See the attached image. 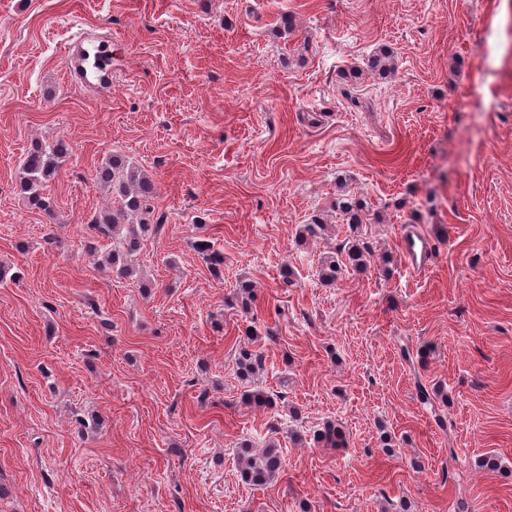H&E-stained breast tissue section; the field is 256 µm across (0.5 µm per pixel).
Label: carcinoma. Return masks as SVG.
Wrapping results in <instances>:
<instances>
[{
  "instance_id": "carcinoma-1",
  "label": "carcinoma",
  "mask_w": 512,
  "mask_h": 512,
  "mask_svg": "<svg viewBox=\"0 0 512 512\" xmlns=\"http://www.w3.org/2000/svg\"><path fill=\"white\" fill-rule=\"evenodd\" d=\"M371 67L380 76L388 75L395 68V58L390 50L381 48L373 55ZM70 157L71 147L62 139L33 145L18 171L19 191L29 207L47 214L51 212L52 202L43 189ZM98 182L119 198V206L112 211L101 212L88 225V229L93 236L110 241L111 249L105 256V267L118 278L132 279L138 274L137 260L143 241L159 228L150 220L154 212L153 183L141 169L119 153L109 156L102 163ZM336 206L349 230L356 232L359 224L363 223L360 202L344 194L337 199ZM194 248L211 271L218 272L224 266V252L216 242L198 239L194 242ZM371 257L372 250L368 243L354 235L338 252L322 258L317 269L318 278L323 284L332 285L348 268L354 271L367 269ZM233 298L243 309H251L255 301L253 284L249 281L239 282ZM243 334L248 343L238 349L235 364L239 377L251 384L266 370L265 353L258 346L259 332L255 326L245 327ZM243 397L248 404L258 408L275 406L273 395L262 389L248 390ZM312 441L324 448H345L349 444V434L343 424L328 420L313 432ZM254 448L255 441L250 439L239 445L237 460L241 478L255 486H267L277 480L284 470L282 450L271 439L266 441L261 452H255Z\"/></svg>"
}]
</instances>
